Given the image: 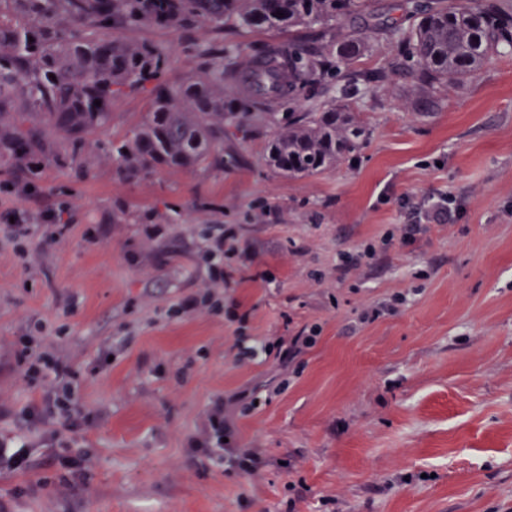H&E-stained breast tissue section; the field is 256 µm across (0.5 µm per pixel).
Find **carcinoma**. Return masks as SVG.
I'll use <instances>...</instances> for the list:
<instances>
[{
  "mask_svg": "<svg viewBox=\"0 0 512 512\" xmlns=\"http://www.w3.org/2000/svg\"><path fill=\"white\" fill-rule=\"evenodd\" d=\"M395 10L377 14L368 0H0V171L34 188L49 167L83 168L91 150L128 181L222 165L224 142L246 140L268 101L255 89L262 81L279 88L273 100L285 109L269 113L277 129L267 164L290 177L337 168L368 135L350 92L400 76L435 111L448 83L512 48L505 0H401ZM197 24L218 35L226 26L301 32L258 56L218 40L191 45L197 72L177 81L164 49L118 35ZM374 31L395 38L398 52L372 71L357 61ZM316 88L333 98L295 111ZM145 91L148 109L124 138L93 140L112 122L114 99Z\"/></svg>",
  "mask_w": 512,
  "mask_h": 512,
  "instance_id": "obj_1",
  "label": "carcinoma"
}]
</instances>
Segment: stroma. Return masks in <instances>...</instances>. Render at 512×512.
I'll use <instances>...</instances> for the list:
<instances>
[{
    "instance_id": "obj_1",
    "label": "stroma",
    "mask_w": 512,
    "mask_h": 512,
    "mask_svg": "<svg viewBox=\"0 0 512 512\" xmlns=\"http://www.w3.org/2000/svg\"><path fill=\"white\" fill-rule=\"evenodd\" d=\"M127 38L170 50L181 78L196 67L182 43L215 35ZM148 100L118 98L98 140L124 137ZM363 117L366 146L309 177L262 165L267 119L225 143L220 170L126 181L92 156L34 189L0 172V512H512V54L449 85L440 111L403 81L365 93ZM430 194L459 216L403 240ZM10 210L50 235L31 261ZM227 225L222 312H180L214 288L210 235ZM37 323L78 387L57 425L35 412L46 386L17 344ZM313 329L285 359L239 345ZM219 401L255 474L208 439Z\"/></svg>"
}]
</instances>
